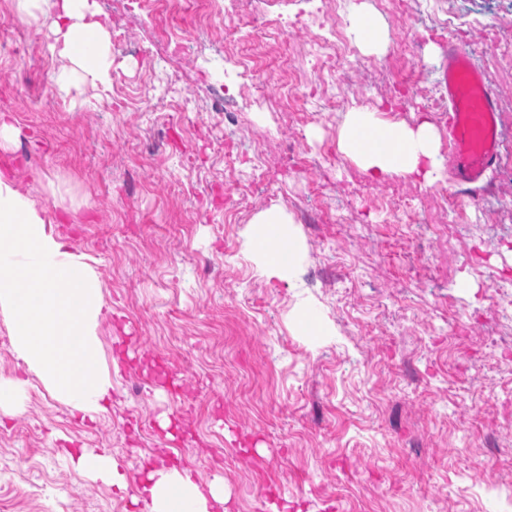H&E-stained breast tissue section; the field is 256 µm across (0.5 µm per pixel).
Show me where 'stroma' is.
I'll list each match as a JSON object with an SVG mask.
<instances>
[{
  "label": "stroma",
  "mask_w": 512,
  "mask_h": 512,
  "mask_svg": "<svg viewBox=\"0 0 512 512\" xmlns=\"http://www.w3.org/2000/svg\"><path fill=\"white\" fill-rule=\"evenodd\" d=\"M367 3L382 53L345 31V77L309 54L320 27ZM112 81L57 84L44 16L0 0V114L18 131L0 171L90 258L111 315L99 327L112 404L81 422L16 350L27 375L0 426V512H147L148 468L222 476L224 512H504L512 500V0H262L285 17L233 46L265 97L235 125L211 106L224 76L219 0H96ZM497 103L499 159L475 200L337 147L347 111L435 108L448 47ZM281 209L292 276L245 248ZM111 454L126 492L74 471L61 448ZM24 496H15L16 488Z\"/></svg>",
  "instance_id": "35a3bbf8"
}]
</instances>
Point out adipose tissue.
<instances>
[{"label": "adipose tissue", "mask_w": 512, "mask_h": 512, "mask_svg": "<svg viewBox=\"0 0 512 512\" xmlns=\"http://www.w3.org/2000/svg\"><path fill=\"white\" fill-rule=\"evenodd\" d=\"M21 13L45 9L53 46L66 60L60 82L69 87L80 80L105 84L110 80L109 32L98 18L93 0H17ZM96 38L94 58L78 48L77 30ZM389 134L404 145V152L375 146ZM439 135L427 119L408 124L379 119L375 113H347L338 132V147L369 177L402 174L435 180ZM259 235L249 238V250L261 253L266 277L283 278L294 272L290 248L273 252L270 236L283 235L288 219L278 209L256 218ZM44 210L0 174V311L13 323L15 346L24 362L73 410L85 416L106 412L112 399V381L99 367L98 326L104 303L95 271L83 256L69 251L66 236L47 229ZM72 467L103 482L125 489L126 479L108 455L82 449L69 455ZM151 503L150 512H222L224 481L199 482L192 471L161 466L148 471L141 490Z\"/></svg>", "instance_id": "ef3b65f1"}]
</instances>
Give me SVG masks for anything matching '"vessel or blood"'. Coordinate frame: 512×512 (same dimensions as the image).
I'll list each match as a JSON object with an SVG mask.
<instances>
[{
	"mask_svg": "<svg viewBox=\"0 0 512 512\" xmlns=\"http://www.w3.org/2000/svg\"><path fill=\"white\" fill-rule=\"evenodd\" d=\"M448 146L457 184L476 188L498 158L496 103L470 57L448 50Z\"/></svg>",
	"mask_w": 512,
	"mask_h": 512,
	"instance_id": "1",
	"label": "vessel or blood"
}]
</instances>
